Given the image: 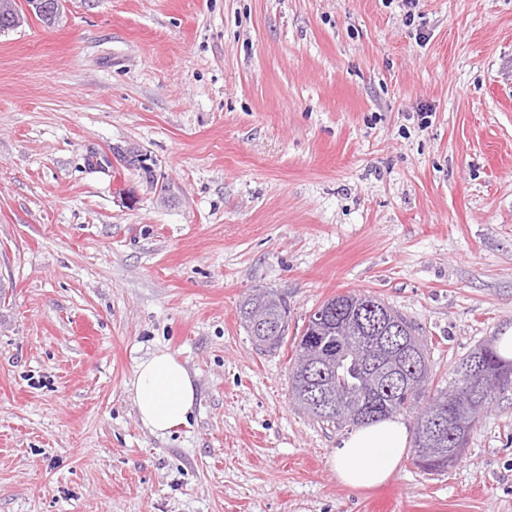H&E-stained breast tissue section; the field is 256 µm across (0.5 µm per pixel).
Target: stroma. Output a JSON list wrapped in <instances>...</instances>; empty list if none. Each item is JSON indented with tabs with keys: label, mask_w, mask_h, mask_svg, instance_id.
I'll use <instances>...</instances> for the list:
<instances>
[{
	"label": "stroma",
	"mask_w": 512,
	"mask_h": 512,
	"mask_svg": "<svg viewBox=\"0 0 512 512\" xmlns=\"http://www.w3.org/2000/svg\"><path fill=\"white\" fill-rule=\"evenodd\" d=\"M347 292L435 390L512 326V0H63L0 33V512H512V390L448 471L339 481L288 367ZM160 349L196 387L163 437L128 394ZM240 319L250 334L252 343L258 350H277L284 343L285 336H275L274 327L288 316V305L284 297L274 290L260 294H250L239 306ZM254 316L264 318L263 325L268 326L264 332L256 333L250 323ZM273 329V330H272Z\"/></svg>",
	"instance_id": "35a3bbf8"
}]
</instances>
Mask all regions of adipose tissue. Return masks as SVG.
<instances>
[{"label":"adipose tissue","mask_w":512,"mask_h":512,"mask_svg":"<svg viewBox=\"0 0 512 512\" xmlns=\"http://www.w3.org/2000/svg\"><path fill=\"white\" fill-rule=\"evenodd\" d=\"M129 393L142 426L160 436L186 424L196 399L188 370L163 350L137 364ZM408 441L409 429L398 417L360 426L332 454L338 479L351 488L384 483L399 466Z\"/></svg>","instance_id":"1"}]
</instances>
